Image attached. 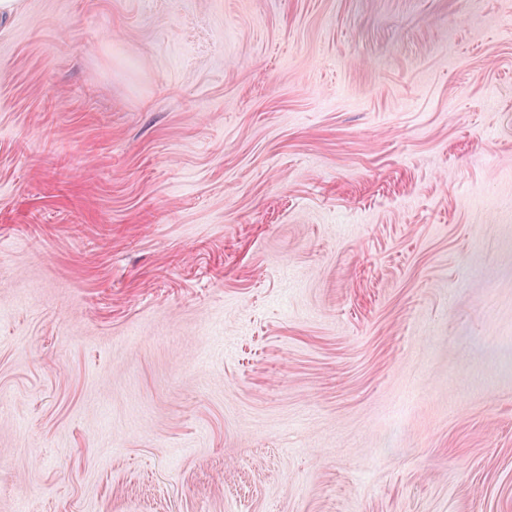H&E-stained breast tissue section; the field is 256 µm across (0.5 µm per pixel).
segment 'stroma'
I'll return each instance as SVG.
<instances>
[{
	"instance_id": "1",
	"label": "stroma",
	"mask_w": 512,
	"mask_h": 512,
	"mask_svg": "<svg viewBox=\"0 0 512 512\" xmlns=\"http://www.w3.org/2000/svg\"><path fill=\"white\" fill-rule=\"evenodd\" d=\"M0 512H512V0L0 15Z\"/></svg>"
}]
</instances>
